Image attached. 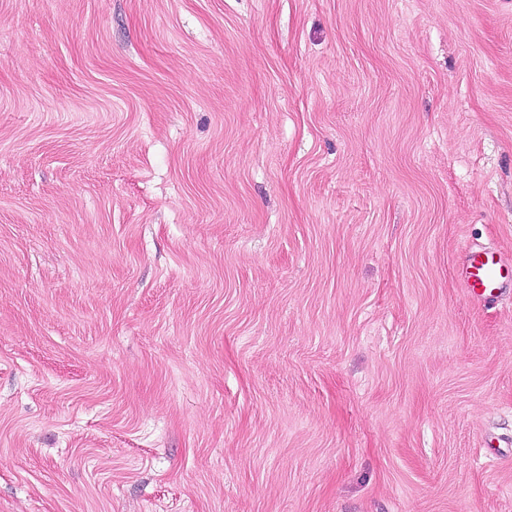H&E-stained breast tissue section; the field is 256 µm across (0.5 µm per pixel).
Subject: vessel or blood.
Returning a JSON list of instances; mask_svg holds the SVG:
<instances>
[{
	"label": "vessel or blood",
	"mask_w": 512,
	"mask_h": 512,
	"mask_svg": "<svg viewBox=\"0 0 512 512\" xmlns=\"http://www.w3.org/2000/svg\"><path fill=\"white\" fill-rule=\"evenodd\" d=\"M458 275L470 298L495 299L512 285V259L495 248L468 246L463 250Z\"/></svg>",
	"instance_id": "b4317fda"
}]
</instances>
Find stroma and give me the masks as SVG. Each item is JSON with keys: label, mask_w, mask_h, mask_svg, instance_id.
<instances>
[{"label": "stroma", "mask_w": 512, "mask_h": 512, "mask_svg": "<svg viewBox=\"0 0 512 512\" xmlns=\"http://www.w3.org/2000/svg\"><path fill=\"white\" fill-rule=\"evenodd\" d=\"M512 0H0V512H512ZM466 294L474 300L498 298L512 286V259L495 248L466 246L458 269Z\"/></svg>", "instance_id": "stroma-1"}]
</instances>
